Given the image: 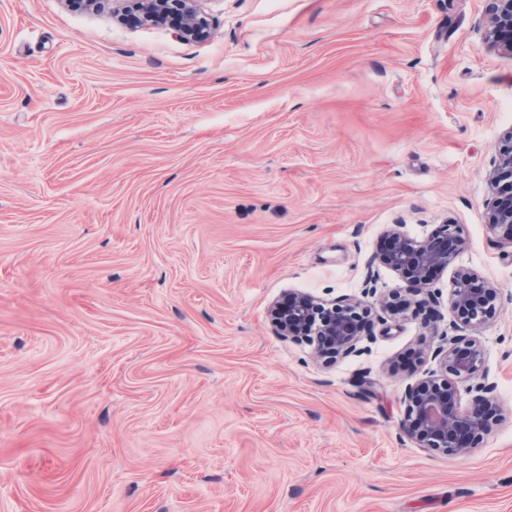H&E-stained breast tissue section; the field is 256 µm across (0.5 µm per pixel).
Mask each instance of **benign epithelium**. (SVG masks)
<instances>
[{
    "instance_id": "benign-epithelium-1",
    "label": "benign epithelium",
    "mask_w": 512,
    "mask_h": 512,
    "mask_svg": "<svg viewBox=\"0 0 512 512\" xmlns=\"http://www.w3.org/2000/svg\"><path fill=\"white\" fill-rule=\"evenodd\" d=\"M200 0H137L141 20L157 23L170 21L179 36L201 39L208 29ZM491 43L512 54V0H491L488 23ZM496 189L492 205V223L502 232V243L512 246V129L505 135V145L494 162L490 175ZM392 250L379 260L404 279L416 294L427 293L429 276L448 268L463 248L464 241L457 226L444 224L422 241L405 238L398 230L388 231ZM453 320L441 335L436 354L443 356L450 377L430 381L424 386L406 388L409 418L407 435L423 447L442 452H465L475 439L490 429L488 394L493 386L481 383L475 387L466 407L458 400L457 383L479 376L482 351L478 335L495 313L497 290L478 283V277L468 271L457 272L450 291ZM368 308L359 302L341 300L330 304L294 291L288 292V304L276 303L271 310L272 325L277 335L296 342L316 344L317 352L326 358L350 355L370 331Z\"/></svg>"
}]
</instances>
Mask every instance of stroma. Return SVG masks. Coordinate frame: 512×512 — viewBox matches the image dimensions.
Here are the masks:
<instances>
[{"instance_id": "stroma-1", "label": "stroma", "mask_w": 512, "mask_h": 512, "mask_svg": "<svg viewBox=\"0 0 512 512\" xmlns=\"http://www.w3.org/2000/svg\"><path fill=\"white\" fill-rule=\"evenodd\" d=\"M489 0H202L209 36L0 0V512H512V129ZM459 225L412 307L391 227ZM469 269L492 429L407 436ZM374 284H367V274ZM372 306L327 363L288 292ZM405 304L390 316L382 302ZM490 182L496 189L490 226L495 231H502L501 243L512 248V129L505 135V145L494 162Z\"/></svg>"}]
</instances>
